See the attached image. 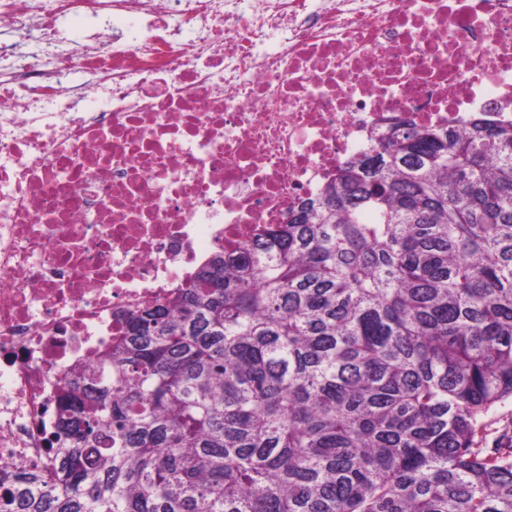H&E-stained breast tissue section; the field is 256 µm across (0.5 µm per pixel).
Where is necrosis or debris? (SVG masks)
Listing matches in <instances>:
<instances>
[{
  "instance_id": "4bbe7bcc",
  "label": "necrosis or debris",
  "mask_w": 512,
  "mask_h": 512,
  "mask_svg": "<svg viewBox=\"0 0 512 512\" xmlns=\"http://www.w3.org/2000/svg\"><path fill=\"white\" fill-rule=\"evenodd\" d=\"M0 28L34 42L0 43L13 469L44 468L51 405L129 312L286 223L392 120L512 123V0H0Z\"/></svg>"
}]
</instances>
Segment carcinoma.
Segmentation results:
<instances>
[{
    "mask_svg": "<svg viewBox=\"0 0 512 512\" xmlns=\"http://www.w3.org/2000/svg\"><path fill=\"white\" fill-rule=\"evenodd\" d=\"M512 123L398 119L74 369L0 512H512Z\"/></svg>",
    "mask_w": 512,
    "mask_h": 512,
    "instance_id": "cac0c4a2",
    "label": "carcinoma"
}]
</instances>
